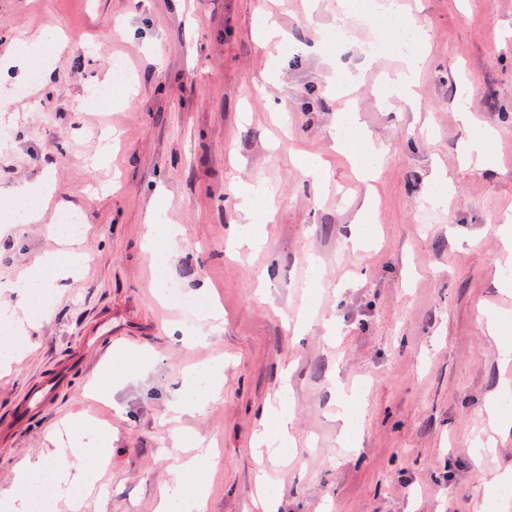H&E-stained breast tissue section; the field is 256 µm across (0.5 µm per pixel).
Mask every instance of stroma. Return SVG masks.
Wrapping results in <instances>:
<instances>
[{"label":"stroma","mask_w":512,"mask_h":512,"mask_svg":"<svg viewBox=\"0 0 512 512\" xmlns=\"http://www.w3.org/2000/svg\"><path fill=\"white\" fill-rule=\"evenodd\" d=\"M410 8L426 39L407 99L384 94V77L405 62L362 54L361 17L350 40L332 42L336 0H0V57L40 29L70 41L35 83L30 65L0 61V207L43 174L56 187L41 223L0 233V310L36 322L0 375V420L99 313L111 312L116 341L111 357L90 375L74 373L0 445V512H9L16 465L39 455L50 461L42 485L56 469H82L79 505L155 512L184 437L219 451L197 474L207 512H257L250 440L277 399L294 439L287 464L268 468L280 512H471L476 498L483 512H503L492 477L512 470V434L496 437L488 455L478 444L494 437L489 400L512 417L499 391L500 348L512 347V261L497 234L512 211V0ZM267 10L288 43L261 42ZM115 56L133 89L95 104L89 89ZM351 105L381 147L370 184L333 148L330 131ZM462 106L470 122L459 118ZM108 128L120 134L111 159L90 167ZM485 128L495 132L490 171L462 159ZM436 168L448 179L441 204L427 201ZM247 183L270 198L245 214L233 189ZM271 203L277 212L266 223ZM154 210L180 229L161 270L146 247ZM64 213L85 234L60 239ZM233 224L262 246L229 256ZM46 252L79 254L83 265L54 278L38 311L22 284ZM170 281L220 308L222 329L206 343L171 337L179 315L160 297ZM116 359L134 367L106 404L94 388ZM219 360V397L172 418L180 373ZM75 415L109 424L106 466L69 443Z\"/></svg>","instance_id":"obj_1"}]
</instances>
